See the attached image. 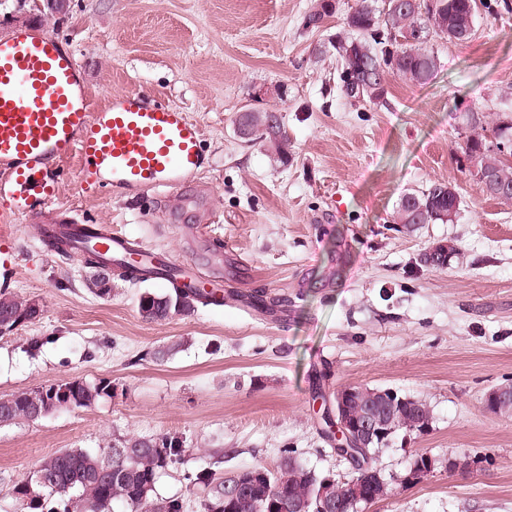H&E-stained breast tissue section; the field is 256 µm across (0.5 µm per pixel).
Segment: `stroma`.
<instances>
[{"label": "stroma", "instance_id": "obj_1", "mask_svg": "<svg viewBox=\"0 0 512 512\" xmlns=\"http://www.w3.org/2000/svg\"><path fill=\"white\" fill-rule=\"evenodd\" d=\"M312 2L70 0L66 15L42 20L96 102L138 89L181 107L202 127L208 164L157 202L88 190L66 163L58 198L34 203L0 249V290L41 308L0 335V397L74 378L113 390L87 409L0 427V512H18L12 487L47 454L128 435L183 441L156 493L185 512L204 510L197 472L272 469L286 448L345 477L330 421L348 385L391 388L432 411L426 433L399 432L379 452L393 493L364 512H512V418L485 407L512 382V206L480 192L459 130L464 112L512 108V0L479 9L468 45L434 39L425 84L388 76L374 102L346 98L335 56L318 51L357 0H340L318 31L303 24ZM262 87L271 97L255 98ZM247 110L277 111L286 159L239 136ZM435 181L457 189V220L394 223L402 194ZM54 222L111 225L219 282L224 303L147 320L139 298L164 286L116 268L110 294L92 293L84 257L41 243L39 225ZM189 224L209 232L188 241ZM448 241L460 260L421 263ZM257 289L267 310L246 308ZM422 453L433 472L402 484ZM452 459L474 466L452 470Z\"/></svg>", "mask_w": 512, "mask_h": 512}]
</instances>
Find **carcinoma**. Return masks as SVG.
I'll list each match as a JSON object with an SVG mask.
<instances>
[{
	"mask_svg": "<svg viewBox=\"0 0 512 512\" xmlns=\"http://www.w3.org/2000/svg\"><path fill=\"white\" fill-rule=\"evenodd\" d=\"M329 0H315L304 18L310 30L323 27L333 12L327 9ZM476 0H385L381 9L374 0H358L347 14L349 33L329 41L341 67L340 80L347 96L370 101L385 92V78L390 74L413 84L425 83L437 68L438 57L430 41L446 38L464 45L475 36ZM245 118L254 131L255 139L268 143L279 154H285V140L280 118L275 112H247ZM498 134L512 142V110L476 112L467 124L462 153L475 166L491 174L496 184L509 189L495 196L500 203L512 204V164L487 148V136ZM460 196L454 186L434 182L422 191L404 194L398 203L396 221L411 224H450L458 217ZM206 302L208 296L175 286L166 294L146 292L139 299L142 316L162 321L185 315L195 302ZM27 301L6 291H0V314L11 315L25 309ZM70 402L77 408H89L104 397H112V383L90 384L71 380ZM417 410L403 408L394 413L397 430L416 432L431 421L428 403L415 398ZM30 405L25 391L13 395L9 406L0 407V426L28 420ZM389 440L370 448L339 487L341 512H356L362 505H353L345 492L347 483L357 480L364 484L382 477L375 465V456L387 447ZM180 443L169 437L146 438L126 436L99 452L83 448L55 451L41 461L38 472L48 479L37 497H29L21 482L12 488L22 512H112V505L121 502L129 512H184L179 498H162L155 493L160 471L181 455ZM112 469V479L100 476V471ZM307 467L297 461L293 451L284 450L275 469L256 465L247 472L254 475L250 492L231 496L233 482L239 473L217 478L201 471L196 480L208 488L204 512H290L291 503L302 497L310 498L307 512H322L324 505L314 495L312 481L304 477Z\"/></svg>",
	"mask_w": 512,
	"mask_h": 512,
	"instance_id": "obj_1",
	"label": "carcinoma"
}]
</instances>
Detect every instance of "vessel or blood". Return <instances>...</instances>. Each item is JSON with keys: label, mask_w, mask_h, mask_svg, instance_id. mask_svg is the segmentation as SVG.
Listing matches in <instances>:
<instances>
[{"label": "vessel or blood", "mask_w": 512, "mask_h": 512, "mask_svg": "<svg viewBox=\"0 0 512 512\" xmlns=\"http://www.w3.org/2000/svg\"><path fill=\"white\" fill-rule=\"evenodd\" d=\"M201 142L202 129L187 112L141 91L94 106L82 65L43 29L0 39V241L15 236L32 201L56 198L68 161L100 191H172L206 166ZM61 232L129 267L150 253L108 228L90 234L68 224Z\"/></svg>", "instance_id": "obj_1"}]
</instances>
